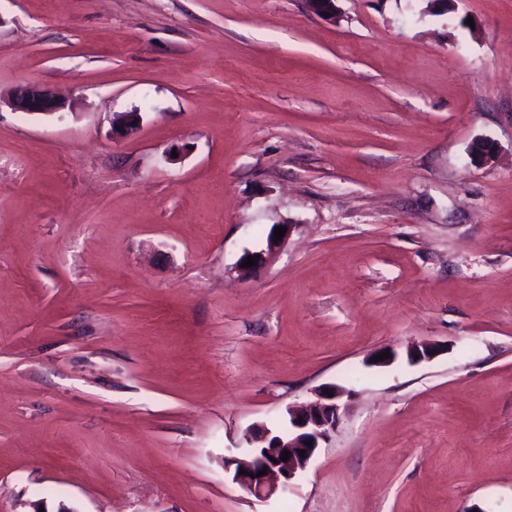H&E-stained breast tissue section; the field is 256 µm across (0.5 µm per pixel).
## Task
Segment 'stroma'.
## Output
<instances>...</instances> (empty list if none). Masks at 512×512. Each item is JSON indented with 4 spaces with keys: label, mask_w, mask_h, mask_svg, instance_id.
Wrapping results in <instances>:
<instances>
[{
    "label": "stroma",
    "mask_w": 512,
    "mask_h": 512,
    "mask_svg": "<svg viewBox=\"0 0 512 512\" xmlns=\"http://www.w3.org/2000/svg\"><path fill=\"white\" fill-rule=\"evenodd\" d=\"M335 3L0 0V512H512V0ZM9 106L26 114H56L63 110L65 102L43 86L25 85L15 88L8 96ZM331 392V396L327 395ZM317 399L303 408L288 409V426L285 430L273 433L261 427L259 438L266 446H251L253 438H246L247 447L239 448L233 457H225L224 470H233V480L245 491L259 499L270 498L284 491L300 471H304L316 456L320 444L336 428L339 420V406L336 402L340 391L336 385H329L318 390ZM299 418L303 422L299 423ZM306 441H312L311 447ZM259 448H266L260 452ZM269 448H274L270 450ZM284 450L289 451L290 459L283 461ZM299 450H306L305 456ZM275 458V461L270 460ZM267 466V474L258 476V472ZM243 468L247 475L240 474ZM287 471V474H284ZM252 473V476H248Z\"/></svg>",
    "instance_id": "obj_1"
}]
</instances>
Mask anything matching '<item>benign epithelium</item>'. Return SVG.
I'll return each mask as SVG.
<instances>
[{
  "label": "benign epithelium",
  "mask_w": 512,
  "mask_h": 512,
  "mask_svg": "<svg viewBox=\"0 0 512 512\" xmlns=\"http://www.w3.org/2000/svg\"><path fill=\"white\" fill-rule=\"evenodd\" d=\"M9 106L26 114H56L63 110L65 102L51 90L43 86L25 85L15 88L8 96ZM136 112L122 115L117 122L119 134L128 136L138 127ZM440 352L434 344L423 343L407 350L411 363L428 359ZM339 389L334 385L318 390L317 399L296 411H288V426L280 432H272L262 427L259 430L266 450L252 446L253 438H246L247 447L238 455L224 458V470L233 472V480L245 491L259 499L270 498L284 491L296 477L305 470L316 456L320 444L336 428L339 420L337 399ZM311 445H306V442ZM289 451L290 459L283 460L284 451ZM305 451L300 455L299 451ZM245 473H240V470ZM267 470L260 476L258 472Z\"/></svg>",
  "instance_id": "1"
}]
</instances>
